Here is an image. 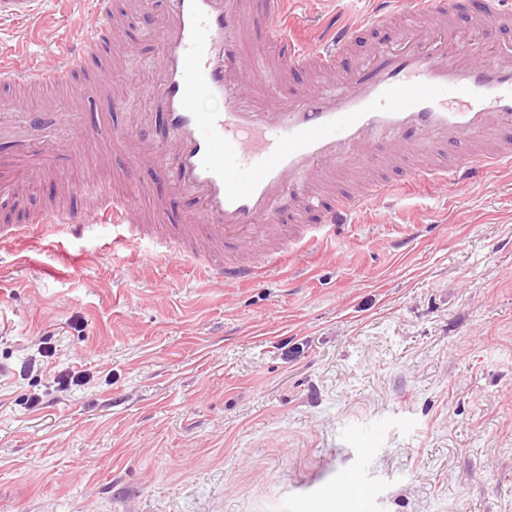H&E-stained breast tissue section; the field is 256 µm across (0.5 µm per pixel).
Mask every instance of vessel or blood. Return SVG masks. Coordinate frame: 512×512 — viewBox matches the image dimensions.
Returning a JSON list of instances; mask_svg holds the SVG:
<instances>
[{"label":"vessel or blood","instance_id":"vessel-or-blood-1","mask_svg":"<svg viewBox=\"0 0 512 512\" xmlns=\"http://www.w3.org/2000/svg\"><path fill=\"white\" fill-rule=\"evenodd\" d=\"M287 0H264L267 34L285 65L335 75L327 87L299 86L287 98L253 102L254 81L244 61L248 0H168L158 25L162 61L158 85L161 124L143 121L138 159H156L196 206L164 226L140 221L137 190L82 186L91 206L73 205L0 224V244L29 232L79 239L103 227L113 249L156 246L199 262L213 283L255 281L253 243L272 235L285 248L322 245L340 234L366 201H380L415 182L464 184L493 169L512 170V43L485 51L460 35L456 17L468 11L473 31L512 29V0H371L358 22L330 19L315 45L294 37ZM114 0H91L92 22L73 42L57 44L37 70L0 56V210L17 186L52 171L76 139L123 144L116 124H99L103 76L111 75ZM374 44L362 60L342 67L361 38ZM37 84L54 97L55 123L19 110L16 91ZM223 102L201 112L199 96ZM400 168L399 179L372 180L362 190L337 191L341 171ZM289 224H282V214Z\"/></svg>","mask_w":512,"mask_h":512}]
</instances>
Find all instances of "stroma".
Here are the masks:
<instances>
[{
    "label": "stroma",
    "mask_w": 512,
    "mask_h": 512,
    "mask_svg": "<svg viewBox=\"0 0 512 512\" xmlns=\"http://www.w3.org/2000/svg\"><path fill=\"white\" fill-rule=\"evenodd\" d=\"M102 111L158 113L167 0H116ZM368 0H288L295 28ZM90 0L0 17V53L37 65L78 39ZM246 57L280 96L257 20ZM129 151L83 141L40 179L20 221L91 178L124 188ZM138 205L163 221L159 165ZM227 288L102 229L0 249V512H512V174L420 185L364 206L338 245L294 246ZM89 382L65 387L64 373ZM41 404H33V396ZM360 470L368 491L323 505Z\"/></svg>",
    "instance_id": "1"
}]
</instances>
